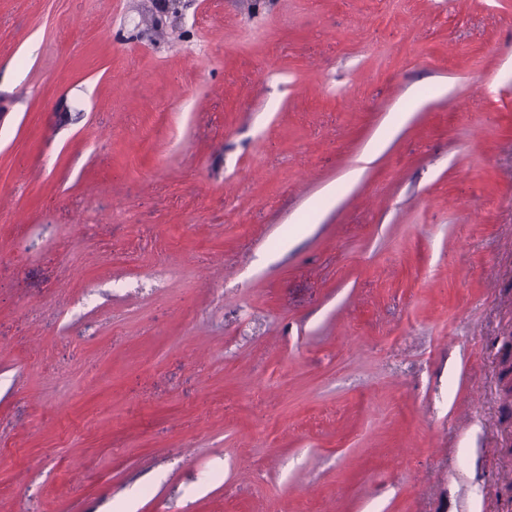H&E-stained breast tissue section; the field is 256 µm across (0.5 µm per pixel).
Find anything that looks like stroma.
Listing matches in <instances>:
<instances>
[{
	"label": "stroma",
	"mask_w": 512,
	"mask_h": 512,
	"mask_svg": "<svg viewBox=\"0 0 512 512\" xmlns=\"http://www.w3.org/2000/svg\"><path fill=\"white\" fill-rule=\"evenodd\" d=\"M130 497L512 512V0H0V512Z\"/></svg>",
	"instance_id": "1"
}]
</instances>
